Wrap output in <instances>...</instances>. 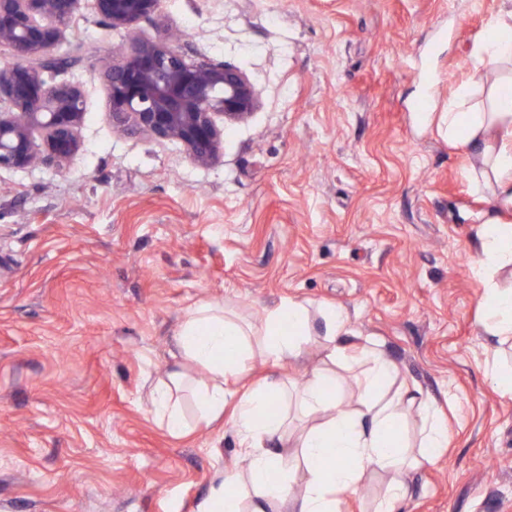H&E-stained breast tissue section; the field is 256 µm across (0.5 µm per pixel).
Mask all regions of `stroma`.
I'll return each instance as SVG.
<instances>
[{"label":"stroma","mask_w":512,"mask_h":512,"mask_svg":"<svg viewBox=\"0 0 512 512\" xmlns=\"http://www.w3.org/2000/svg\"><path fill=\"white\" fill-rule=\"evenodd\" d=\"M506 7L160 0L131 33L83 0L55 76L85 91L80 149L64 170H0V512H201L239 464L233 423L173 437L150 390L195 303L258 323L290 298L346 308L440 408L448 446L399 512H512V400L483 366L473 271L487 203L418 109L476 78ZM164 31L260 92L211 165L112 128L99 71ZM323 359L317 336L250 377L295 383Z\"/></svg>","instance_id":"obj_1"}]
</instances>
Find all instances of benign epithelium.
<instances>
[{"instance_id": "obj_1", "label": "benign epithelium", "mask_w": 512, "mask_h": 512, "mask_svg": "<svg viewBox=\"0 0 512 512\" xmlns=\"http://www.w3.org/2000/svg\"><path fill=\"white\" fill-rule=\"evenodd\" d=\"M81 0H0V169L37 161L66 168L79 150L86 111L83 89L54 80L51 57L76 22ZM159 0H94L95 13L111 28L134 31L155 14ZM110 101L112 126L181 144L206 166L220 155L224 127L247 121L261 96L239 66L206 56L188 57L165 38L137 37L112 55L100 72ZM43 137L34 152L32 131Z\"/></svg>"}]
</instances>
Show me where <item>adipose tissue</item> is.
<instances>
[{
	"mask_svg": "<svg viewBox=\"0 0 512 512\" xmlns=\"http://www.w3.org/2000/svg\"><path fill=\"white\" fill-rule=\"evenodd\" d=\"M473 56L492 75L479 93L460 89L439 116L449 143L472 157L469 180L489 192L490 207L478 235L475 273L484 284L480 328L490 341L484 364L495 391L512 399V365L497 348L512 340V283L500 275L512 267V9L491 21ZM321 326L326 366L314 369L301 386L268 377L246 392L226 381L245 373L256 358L285 364L305 352L314 326ZM355 331L348 313L324 305L311 316L300 301L268 310L261 323L242 321L224 305L202 302L185 314L177 335L170 372L151 391L156 413L169 431L183 435L192 426L185 415L194 407L205 424L224 419L234 403L240 471L228 473L204 512H342L345 497L367 474L388 475L375 512H396L408 494L409 471L435 460L448 445V428L435 402L395 385V362L372 340L361 345L355 383L358 396L347 404L339 396L334 369ZM424 427L418 443L405 433L409 413ZM302 488L293 491L294 474Z\"/></svg>",
	"mask_w": 512,
	"mask_h": 512,
	"instance_id": "ef3b65f1",
	"label": "adipose tissue"
}]
</instances>
